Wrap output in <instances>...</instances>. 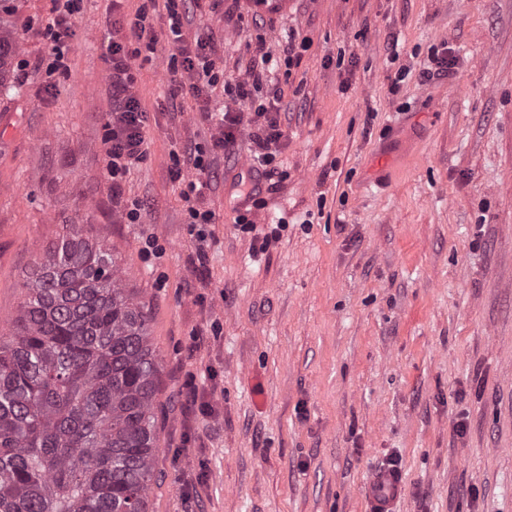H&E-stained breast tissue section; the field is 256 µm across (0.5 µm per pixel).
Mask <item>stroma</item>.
I'll use <instances>...</instances> for the list:
<instances>
[{
	"mask_svg": "<svg viewBox=\"0 0 512 512\" xmlns=\"http://www.w3.org/2000/svg\"><path fill=\"white\" fill-rule=\"evenodd\" d=\"M110 7L84 0L49 92L36 63L50 0H25L16 20L24 97L0 101V331L42 245L89 210L163 358L148 512H370L391 460L395 512H512V0H291L262 33L246 0L196 11L186 38L214 35L235 76L257 35L274 51L292 32L310 40L280 78L287 177L251 215L286 229L258 256L236 229L241 140L211 172L203 277L167 169L176 142L209 132L159 107L164 38L140 71L147 156L125 183L147 206L138 224L112 212ZM443 46L453 72L422 83ZM149 233L165 252L148 263ZM190 372L212 407L191 420Z\"/></svg>",
	"mask_w": 512,
	"mask_h": 512,
	"instance_id": "35a3bbf8",
	"label": "stroma"
}]
</instances>
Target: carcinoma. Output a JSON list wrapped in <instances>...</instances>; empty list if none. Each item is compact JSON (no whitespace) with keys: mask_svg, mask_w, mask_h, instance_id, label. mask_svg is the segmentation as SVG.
Listing matches in <instances>:
<instances>
[{"mask_svg":"<svg viewBox=\"0 0 512 512\" xmlns=\"http://www.w3.org/2000/svg\"><path fill=\"white\" fill-rule=\"evenodd\" d=\"M0 0V96H19V54ZM69 218L26 272L0 336V512H146L159 449L160 361L150 314L112 248Z\"/></svg>","mask_w":512,"mask_h":512,"instance_id":"1","label":"carcinoma"}]
</instances>
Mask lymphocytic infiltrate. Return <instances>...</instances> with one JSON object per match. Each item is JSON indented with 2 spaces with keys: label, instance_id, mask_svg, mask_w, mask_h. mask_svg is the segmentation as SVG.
Instances as JSON below:
<instances>
[{
  "label": "lymphocytic infiltrate",
  "instance_id": "obj_1",
  "mask_svg": "<svg viewBox=\"0 0 512 512\" xmlns=\"http://www.w3.org/2000/svg\"><path fill=\"white\" fill-rule=\"evenodd\" d=\"M51 15L44 28L49 42L47 53L37 66L48 82L68 70L75 31L73 19L83 0H51ZM168 41L174 52L169 61V96L193 101L200 119L212 134L208 146L184 140L170 157L169 177L182 183L181 201L189 230L197 242L199 271H206L210 230L214 213L205 204L211 189L210 170L216 162L231 157L242 137L253 144L252 170L256 174L248 198L260 193L261 182L280 169L279 157L288 136L281 116L282 91L277 83H264L265 72L298 65L308 39L289 35L281 56H273L264 37H257L255 54L243 74L228 78L214 36L186 39L183 28L191 21L192 8L200 0H163ZM124 0H112V27L106 34L108 81L112 108L104 124L105 168L112 180V209L126 224L139 223L143 201L124 197L123 183L146 158L148 113L142 105L141 85L135 61L141 52H155L158 36L154 18L147 8L123 13Z\"/></svg>",
  "mask_w": 512,
  "mask_h": 512
}]
</instances>
